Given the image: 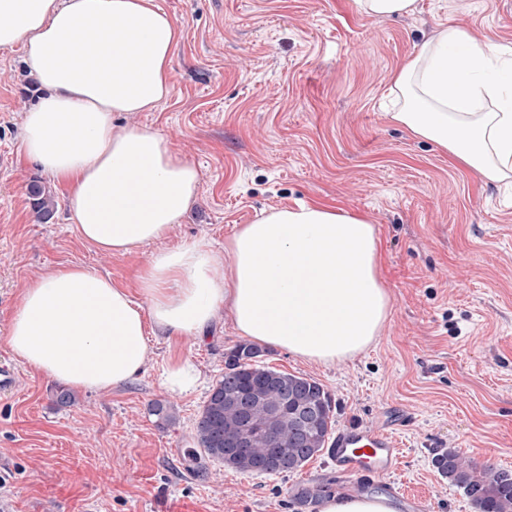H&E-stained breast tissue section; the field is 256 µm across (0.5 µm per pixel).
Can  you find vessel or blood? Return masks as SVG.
I'll list each match as a JSON object with an SVG mask.
<instances>
[{"label":"vessel or blood","mask_w":512,"mask_h":512,"mask_svg":"<svg viewBox=\"0 0 512 512\" xmlns=\"http://www.w3.org/2000/svg\"><path fill=\"white\" fill-rule=\"evenodd\" d=\"M401 457L394 435L366 424L340 431L328 451L331 466L350 478L366 471L378 477L391 474Z\"/></svg>","instance_id":"obj_1"}]
</instances>
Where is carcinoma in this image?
<instances>
[{
	"label": "carcinoma",
	"instance_id": "cac0c4a2",
	"mask_svg": "<svg viewBox=\"0 0 512 512\" xmlns=\"http://www.w3.org/2000/svg\"><path fill=\"white\" fill-rule=\"evenodd\" d=\"M33 210L44 222L53 216L44 187L29 188ZM269 351L239 343L224 355V376L212 387L196 424V442L210 458L247 474L292 473L328 448L335 425L334 402L312 378L268 365ZM253 400L250 419L243 420L230 400ZM310 405L315 422L305 425L298 408ZM434 467L460 489L474 512H512V470L478 466L457 448L437 455Z\"/></svg>",
	"mask_w": 512,
	"mask_h": 512
}]
</instances>
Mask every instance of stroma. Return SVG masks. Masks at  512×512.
Masks as SVG:
<instances>
[{
  "instance_id": "1",
  "label": "stroma",
  "mask_w": 512,
  "mask_h": 512,
  "mask_svg": "<svg viewBox=\"0 0 512 512\" xmlns=\"http://www.w3.org/2000/svg\"><path fill=\"white\" fill-rule=\"evenodd\" d=\"M184 29L169 99L127 112L193 163L202 192L171 239L208 242L230 273L225 241L263 212L320 200L375 224L391 316L378 342L336 366L271 350L276 369L321 383L336 426H386L403 449L394 484L427 512H471L432 465L456 448L512 470V184L451 164L436 143L392 122V79L452 24L481 46L512 50V0H416L413 13L376 18L354 0H158ZM18 54L0 51V360L18 372L0 395V500L7 512H319L297 488L383 494L336 474L326 456L288 475H251L208 459L199 414L241 338L226 315L204 337H150L146 371L115 389L56 403L58 383L18 363L5 336L18 293L48 269L82 264L135 288L155 251L106 255L83 241L54 179L21 158V114L36 98ZM54 201L39 221L26 189ZM200 373L191 392L164 384L172 360ZM170 408L165 423L150 412Z\"/></svg>"
}]
</instances>
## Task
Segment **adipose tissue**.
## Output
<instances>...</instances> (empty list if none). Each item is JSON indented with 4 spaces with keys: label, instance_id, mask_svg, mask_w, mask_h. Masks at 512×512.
<instances>
[{
    "label": "adipose tissue",
    "instance_id": "ef3b65f1",
    "mask_svg": "<svg viewBox=\"0 0 512 512\" xmlns=\"http://www.w3.org/2000/svg\"><path fill=\"white\" fill-rule=\"evenodd\" d=\"M184 30L157 0H0V50L20 53L41 89L20 149L66 189L81 238L129 254L156 245L139 293L84 265L33 279L6 343L27 367L72 388L105 391L144 372L149 334L202 335L228 307L239 335L324 366L378 341L391 314L380 239L359 215L312 201L240 225L225 241L231 278L202 241L171 243L202 190L197 168L147 125L172 89ZM394 122L485 179L512 177V52L497 57L453 25L394 75ZM493 103L480 111L481 102Z\"/></svg>",
    "mask_w": 512,
    "mask_h": 512
}]
</instances>
